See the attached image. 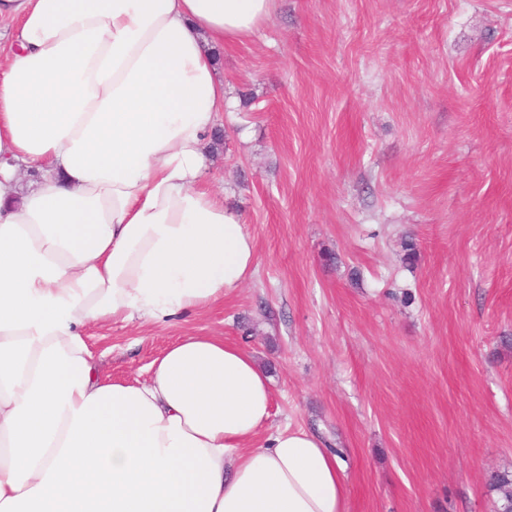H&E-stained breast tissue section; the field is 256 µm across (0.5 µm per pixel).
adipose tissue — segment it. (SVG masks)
Listing matches in <instances>:
<instances>
[{
	"label": "adipose tissue",
	"instance_id": "adipose-tissue-1",
	"mask_svg": "<svg viewBox=\"0 0 512 512\" xmlns=\"http://www.w3.org/2000/svg\"><path fill=\"white\" fill-rule=\"evenodd\" d=\"M277 0H0V512H347L315 433L256 437L270 377L186 335L146 380L103 377L85 328L159 324L252 274L206 187L228 102L217 48Z\"/></svg>",
	"mask_w": 512,
	"mask_h": 512
}]
</instances>
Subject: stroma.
Returning a JSON list of instances; mask_svg holds the SVG:
<instances>
[{
  "mask_svg": "<svg viewBox=\"0 0 512 512\" xmlns=\"http://www.w3.org/2000/svg\"><path fill=\"white\" fill-rule=\"evenodd\" d=\"M219 63L233 105L205 183L254 238V271L196 314L88 327L103 372L143 378L180 336L223 337L270 368L266 432L339 450L347 512H495L512 0H277Z\"/></svg>",
  "mask_w": 512,
  "mask_h": 512,
  "instance_id": "1",
  "label": "stroma"
}]
</instances>
